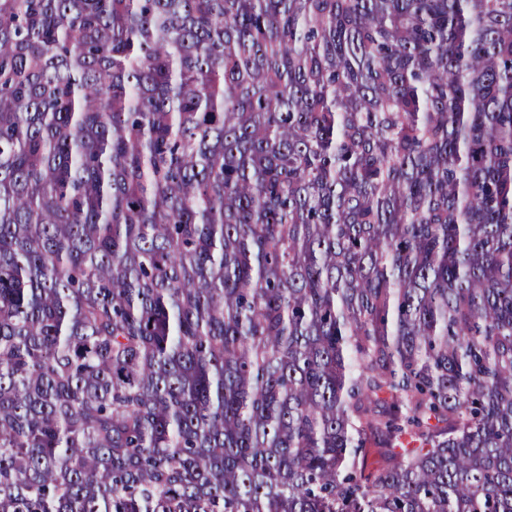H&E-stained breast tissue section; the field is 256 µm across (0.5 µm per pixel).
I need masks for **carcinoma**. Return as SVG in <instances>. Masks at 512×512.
<instances>
[{"label": "carcinoma", "mask_w": 512, "mask_h": 512, "mask_svg": "<svg viewBox=\"0 0 512 512\" xmlns=\"http://www.w3.org/2000/svg\"><path fill=\"white\" fill-rule=\"evenodd\" d=\"M0 512H512V0H0Z\"/></svg>", "instance_id": "1"}]
</instances>
